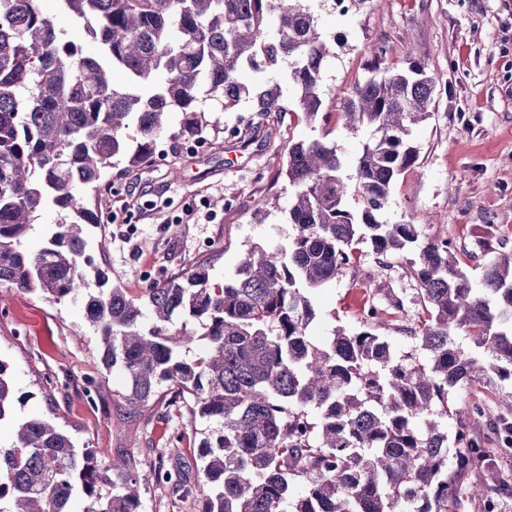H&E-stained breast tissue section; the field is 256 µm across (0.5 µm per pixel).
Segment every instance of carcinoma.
<instances>
[{
	"instance_id": "cac0c4a2",
	"label": "carcinoma",
	"mask_w": 512,
	"mask_h": 512,
	"mask_svg": "<svg viewBox=\"0 0 512 512\" xmlns=\"http://www.w3.org/2000/svg\"><path fill=\"white\" fill-rule=\"evenodd\" d=\"M46 2L0 0V285L82 302L103 368L124 377L112 391L121 420H141L168 393L206 427L192 481L161 463L140 475L129 453L101 468L49 420L23 417L0 443V512H70L77 490L87 512H143L151 478L201 495L202 512H450L458 481L489 451L472 434L484 410L450 406L449 391L512 381V249L486 232L479 249L490 258L476 281L450 241L379 220L396 177L417 165L412 128L431 115L436 78L413 58L399 67L389 48L374 49L371 75L341 105L347 128L370 132L352 173L321 140L286 149L278 175L294 189V233L285 245L247 248L222 283L200 263L186 282L137 297L118 287L93 293L84 229L103 223L98 196L112 158L149 164L162 140L217 128L209 100L226 111L243 101L252 112L287 111L280 84L244 85V68L288 63L296 108L313 122L329 50L309 0H57L97 41L95 57L63 39ZM114 68L128 73L127 86L112 82ZM159 71L165 83L144 91ZM47 206L65 217L29 252L23 243ZM360 243L381 264L417 250L408 274L423 316L411 352L394 351L369 325L334 328L322 342L310 335L313 293L344 275ZM403 311L393 301L368 318ZM194 321L204 332L188 328ZM199 342L205 353L190 355ZM13 402L0 360V422L14 418ZM510 490L489 476L470 494L489 503Z\"/></svg>"
}]
</instances>
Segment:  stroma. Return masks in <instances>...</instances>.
Listing matches in <instances>:
<instances>
[{
	"label": "stroma",
	"mask_w": 512,
	"mask_h": 512,
	"mask_svg": "<svg viewBox=\"0 0 512 512\" xmlns=\"http://www.w3.org/2000/svg\"><path fill=\"white\" fill-rule=\"evenodd\" d=\"M312 5L329 48L316 122L293 111L232 110L219 113L221 132H205L202 150L169 148L139 167L113 158L109 185L99 195L104 228L86 236L106 287L137 296L153 284L186 277L202 260L220 281L251 244H286L293 234L287 220L293 190L277 175L285 148L291 141L320 139L335 145L345 166L353 165L367 133L345 128L340 103L367 74L372 49L382 45L390 47L392 59L413 57L438 80L431 118L412 131L417 167L397 178L382 221L412 222L427 238L451 240L471 269L485 261L475 246L485 225L512 248V0ZM407 265L403 254L381 268L370 247L358 244L342 279L313 295L315 334L361 329L368 306L392 290L406 313L378 325L377 332L397 352L412 350L421 304ZM0 359L11 367L16 416L50 419L78 448L93 449L100 466H110L119 448L145 462L155 450H170L195 465L199 436L190 415L160 402L149 420L121 423L112 392L123 381L105 373L81 303L55 304L0 286ZM477 397L488 417H496L512 402V382L463 388L449 401L464 406ZM143 501L144 512H201L202 505L153 481Z\"/></svg>",
	"instance_id": "stroma-1"
}]
</instances>
